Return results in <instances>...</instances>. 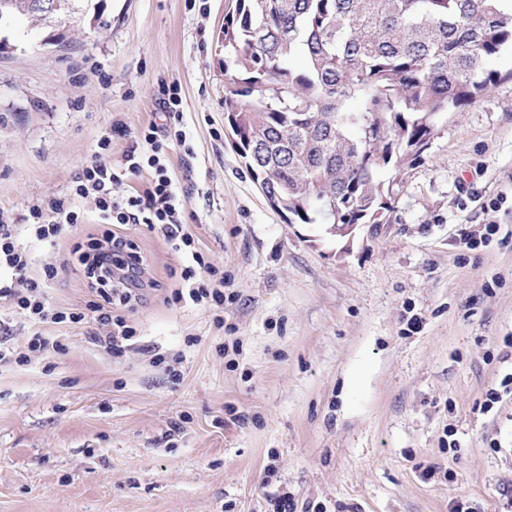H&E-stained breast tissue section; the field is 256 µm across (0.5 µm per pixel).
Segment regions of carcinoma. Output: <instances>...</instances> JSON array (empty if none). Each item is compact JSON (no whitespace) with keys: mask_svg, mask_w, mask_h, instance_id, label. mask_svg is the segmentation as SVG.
Masks as SVG:
<instances>
[{"mask_svg":"<svg viewBox=\"0 0 512 512\" xmlns=\"http://www.w3.org/2000/svg\"><path fill=\"white\" fill-rule=\"evenodd\" d=\"M0 0V20L25 18L61 37L73 19L102 27L103 0H67L48 15ZM224 112L251 176L270 185L296 224H386L390 165L421 158L441 115L499 79L512 44L502 0H227ZM361 108L350 111L348 100Z\"/></svg>","mask_w":512,"mask_h":512,"instance_id":"cac0c4a2","label":"carcinoma"}]
</instances>
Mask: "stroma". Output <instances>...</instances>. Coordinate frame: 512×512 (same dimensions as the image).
<instances>
[{"label": "stroma", "mask_w": 512, "mask_h": 512, "mask_svg": "<svg viewBox=\"0 0 512 512\" xmlns=\"http://www.w3.org/2000/svg\"><path fill=\"white\" fill-rule=\"evenodd\" d=\"M225 5L104 0V26L58 42L6 31L0 219L68 199L86 164L120 165L175 80L187 143H170L168 175L234 297L169 304L185 256L130 224L155 285L118 307L137 334L117 350L94 319L34 322L0 300L28 357L0 363V512H273L285 492L295 512H512V393L481 410L512 373V50L420 163L380 171L401 183L389 223L341 234L288 223L234 148ZM77 206L85 223L55 244L24 242L32 277L60 266L45 298L61 311L98 300L75 247L103 227L93 198ZM36 335L52 350L30 352Z\"/></svg>", "instance_id": "obj_1"}]
</instances>
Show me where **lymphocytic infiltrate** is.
<instances>
[{
	"label": "lymphocytic infiltrate",
	"mask_w": 512,
	"mask_h": 512,
	"mask_svg": "<svg viewBox=\"0 0 512 512\" xmlns=\"http://www.w3.org/2000/svg\"><path fill=\"white\" fill-rule=\"evenodd\" d=\"M159 120L139 132L123 164L108 168L95 163L86 165L71 187L70 201L53 200L46 206L29 210V230L41 242H56L71 227L83 223L80 210L72 202L78 198L94 197L99 223L105 224L103 240L94 244L92 260L85 272L98 282L118 288L117 296L102 293L101 300L92 304L89 313L104 326L116 327L119 336H135L136 330L124 318L113 315L112 300H128L134 296L147 272L144 257L134 242L124 236L120 228L126 224H142L163 234L174 251L190 254L192 262L180 271L179 286L172 293V303L192 302L213 308H223L224 273L207 260L194 245V238L185 228L186 201L179 196L168 176L169 138L185 140L177 130L181 86L177 82L163 83ZM152 171L144 191L114 196L113 186L122 185L140 176L143 168ZM30 256L18 240L15 225L0 224V299L11 301L28 319L85 320L87 313H67L48 307L43 290L58 276L57 266H45L40 278L29 275Z\"/></svg>",
	"instance_id": "obj_1"
}]
</instances>
